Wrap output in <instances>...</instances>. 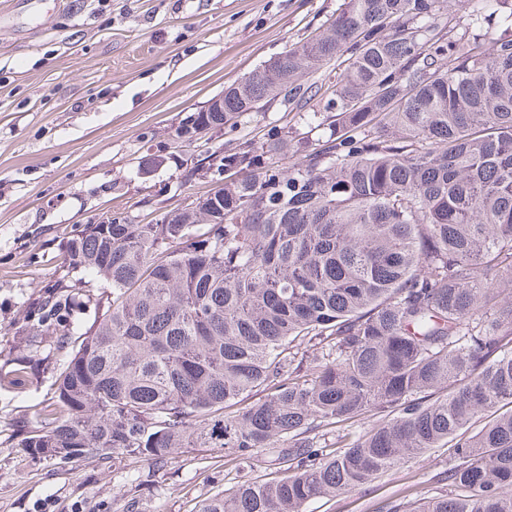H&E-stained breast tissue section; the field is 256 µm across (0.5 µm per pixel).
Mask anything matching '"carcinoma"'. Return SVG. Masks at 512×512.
<instances>
[{
    "instance_id": "1",
    "label": "carcinoma",
    "mask_w": 512,
    "mask_h": 512,
    "mask_svg": "<svg viewBox=\"0 0 512 512\" xmlns=\"http://www.w3.org/2000/svg\"><path fill=\"white\" fill-rule=\"evenodd\" d=\"M280 98L322 105L288 167L277 143L208 151L207 195L71 231L95 318L74 339L68 296L42 304L57 399L11 447L157 468L213 448L277 476L196 512H304L450 442L449 493L386 512H512V0H344L178 129ZM12 373L41 384L26 357ZM355 418L365 435L319 443Z\"/></svg>"
}]
</instances>
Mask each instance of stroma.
Wrapping results in <instances>:
<instances>
[{
  "instance_id": "1",
  "label": "stroma",
  "mask_w": 512,
  "mask_h": 512,
  "mask_svg": "<svg viewBox=\"0 0 512 512\" xmlns=\"http://www.w3.org/2000/svg\"><path fill=\"white\" fill-rule=\"evenodd\" d=\"M343 0H0V512H192L232 487L233 465L201 448L153 471L139 462L24 456L11 439L33 429L55 393L51 337L32 339L27 317L67 273L71 229L120 213L147 223L209 192L188 160L268 133L306 132L287 104L236 129L176 145L182 120L289 45ZM44 374L28 391L11 373L20 354ZM448 451L406 460L365 488L309 502L306 512H383L417 494H448ZM155 472L149 492L132 478Z\"/></svg>"
}]
</instances>
